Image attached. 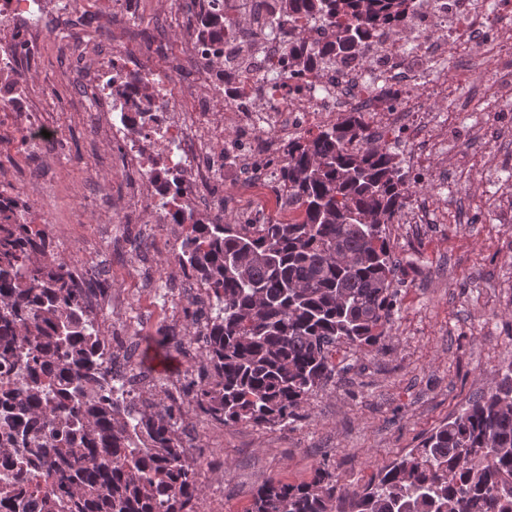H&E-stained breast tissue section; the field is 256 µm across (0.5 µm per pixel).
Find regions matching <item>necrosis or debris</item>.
<instances>
[{
	"mask_svg": "<svg viewBox=\"0 0 512 512\" xmlns=\"http://www.w3.org/2000/svg\"><path fill=\"white\" fill-rule=\"evenodd\" d=\"M48 0H0V112H19L37 151L56 145L60 129L47 127L29 102L28 86L18 75L19 58L45 48L50 21ZM238 25L224 32L225 21ZM181 28L179 62H192V78L172 85L175 67L157 68L151 55L166 44L167 26ZM320 49L334 30L306 16L284 17L280 0H178L164 25L147 37L126 35L87 47L75 39L63 52L77 82L86 87L96 111V131L121 155L114 174L126 185L128 212L154 215V228L189 226L192 217L220 224L231 205L224 193L225 157H233L250 189L272 184L268 159L284 158L289 140L334 121L338 112H370L369 134L386 140L408 134L419 153L430 150L427 74L434 64L451 66L452 86L469 90L476 70L486 77L485 93L512 87V0H494L483 11L476 0H422L410 21V42L379 28L368 49L370 67L341 59L328 67L297 74L288 71V47L297 34ZM277 85H270V76ZM400 102L382 111L376 104L385 91ZM234 113L237 139L213 151L206 133L213 103ZM128 339L110 336L104 366L113 375L120 401L144 398L157 380L132 369Z\"/></svg>",
	"mask_w": 512,
	"mask_h": 512,
	"instance_id": "obj_1",
	"label": "necrosis or debris"
}]
</instances>
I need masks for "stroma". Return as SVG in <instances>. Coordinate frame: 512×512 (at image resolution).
<instances>
[{
	"label": "stroma",
	"mask_w": 512,
	"mask_h": 512,
	"mask_svg": "<svg viewBox=\"0 0 512 512\" xmlns=\"http://www.w3.org/2000/svg\"><path fill=\"white\" fill-rule=\"evenodd\" d=\"M73 34L67 24L54 28L45 51L18 67L45 122L68 130L66 142L41 162L26 151L18 117L0 114V169L22 187L49 184L60 212L48 227L55 259L80 250L105 274L113 326L135 328L138 361L164 384L205 366L198 351L171 352L164 368L147 355L148 345L188 325L183 316L161 323L155 304L179 288L182 306H190L191 284L178 272L175 246L163 234L144 235L118 210L123 190L110 185L117 156L111 142L91 134L86 98L58 52ZM465 99L460 112L455 97L434 96L436 153L426 164L415 162L408 142L394 148L431 221L388 227L404 282L380 349L341 346L336 375L285 425L226 426L184 407L195 445L209 452L202 512H248L267 480L297 485L319 469L357 488L491 391L512 364V143L495 136L512 127V92ZM452 121L459 125L453 137Z\"/></svg>",
	"instance_id": "35a3bbf8"
}]
</instances>
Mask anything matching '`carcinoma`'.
I'll list each match as a JSON object with an SVG mask.
<instances>
[{
    "instance_id": "cac0c4a2",
    "label": "carcinoma",
    "mask_w": 512,
    "mask_h": 512,
    "mask_svg": "<svg viewBox=\"0 0 512 512\" xmlns=\"http://www.w3.org/2000/svg\"><path fill=\"white\" fill-rule=\"evenodd\" d=\"M336 25L328 59L356 57L375 30L404 32L415 0H282ZM315 57L298 38L288 70ZM368 116L288 142L275 168L300 222L195 224L181 243L184 273L208 288V380L189 381V405L224 425L287 424L336 372L340 346L377 347L398 310L401 267L386 234L410 196L389 143ZM46 225L0 192V364L22 371L0 389V448L45 469L55 493L38 512H197L200 482L185 459L181 406L112 401L105 344L83 304L82 278L48 260ZM512 364L420 447L368 483L341 490L321 472L293 486L268 481L251 512H512Z\"/></svg>"
}]
</instances>
